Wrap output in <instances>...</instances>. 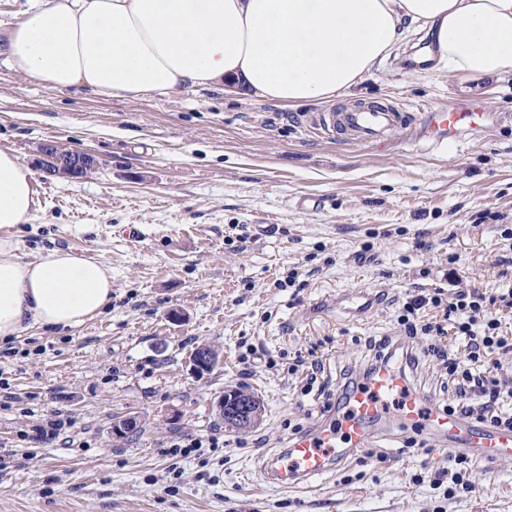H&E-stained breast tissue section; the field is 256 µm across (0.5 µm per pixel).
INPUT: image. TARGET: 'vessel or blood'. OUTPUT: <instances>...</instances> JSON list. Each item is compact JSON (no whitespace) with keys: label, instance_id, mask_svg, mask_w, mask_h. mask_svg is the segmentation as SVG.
<instances>
[{"label":"vessel or blood","instance_id":"obj_1","mask_svg":"<svg viewBox=\"0 0 512 512\" xmlns=\"http://www.w3.org/2000/svg\"><path fill=\"white\" fill-rule=\"evenodd\" d=\"M474 108L414 116L394 106L345 109L324 114L320 126L347 141L380 145L395 131L422 121L436 145L454 144L463 125H475ZM412 352L393 347L382 362L336 389V401L308 428L289 436L278 453L261 458L264 483L296 488L337 471L366 448H388L405 433H417L439 448L482 464L512 461V427L443 411L413 374Z\"/></svg>","mask_w":512,"mask_h":512}]
</instances>
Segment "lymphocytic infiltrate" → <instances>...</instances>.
Wrapping results in <instances>:
<instances>
[{"label":"lymphocytic infiltrate","mask_w":512,"mask_h":512,"mask_svg":"<svg viewBox=\"0 0 512 512\" xmlns=\"http://www.w3.org/2000/svg\"><path fill=\"white\" fill-rule=\"evenodd\" d=\"M512 308V290L500 298L476 288H455L448 295L433 292L408 299L397 322L407 337H431L428 353L444 369L456 398L448 411H467L484 421L512 426V381L499 379L491 363L495 355L512 352V337L505 336L494 313L496 303ZM442 309L441 320H423L425 307ZM451 336L463 345L460 355H449L440 338Z\"/></svg>","instance_id":"1"}]
</instances>
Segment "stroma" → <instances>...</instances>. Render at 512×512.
<instances>
[{
	"mask_svg": "<svg viewBox=\"0 0 512 512\" xmlns=\"http://www.w3.org/2000/svg\"><path fill=\"white\" fill-rule=\"evenodd\" d=\"M29 0H0V149L35 168L38 201L10 234L24 258L73 250L112 271V306L77 330H32L0 341V512H512V462L472 464L473 491L447 498L429 481L450 454L368 448L302 489L258 482L257 458L284 448L331 404L337 386L374 356L375 341L405 342L417 378L447 404L448 380L427 337L397 324L414 294L447 288L448 271L489 296L512 289V77L473 79L411 67L410 35L348 93L284 109L220 88L108 98L51 90L6 62L7 36ZM478 100L482 127L442 148L421 125L382 146L328 138L320 114L367 100L419 113ZM92 155L81 178L38 171L40 148ZM318 197L317 211L298 208ZM138 243L124 237L128 227ZM295 286L278 287L289 271ZM363 289L360 320L337 294ZM202 344L221 360L190 369ZM315 350L324 395L305 394ZM254 393V425H224L222 392ZM136 415L140 434L112 422ZM59 418L53 442L33 425ZM220 448L180 454V438ZM423 482H416V475Z\"/></svg>",
	"mask_w": 512,
	"mask_h": 512,
	"instance_id": "stroma-1",
	"label": "stroma"
}]
</instances>
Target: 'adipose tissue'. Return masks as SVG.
Masks as SVG:
<instances>
[{
  "mask_svg": "<svg viewBox=\"0 0 512 512\" xmlns=\"http://www.w3.org/2000/svg\"><path fill=\"white\" fill-rule=\"evenodd\" d=\"M416 29L449 73L512 76V0H32L7 54L49 89L123 99L221 86L293 108L349 90ZM36 187L0 150V230L29 221ZM111 304L105 265L59 250L26 260L0 237V340L74 330Z\"/></svg>",
  "mask_w": 512,
  "mask_h": 512,
  "instance_id": "ef3b65f1",
  "label": "adipose tissue"
}]
</instances>
